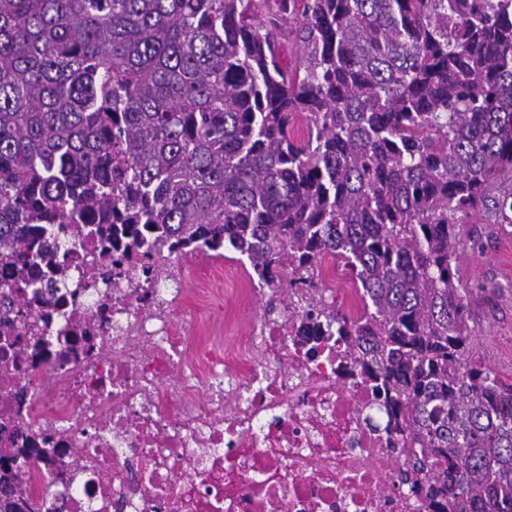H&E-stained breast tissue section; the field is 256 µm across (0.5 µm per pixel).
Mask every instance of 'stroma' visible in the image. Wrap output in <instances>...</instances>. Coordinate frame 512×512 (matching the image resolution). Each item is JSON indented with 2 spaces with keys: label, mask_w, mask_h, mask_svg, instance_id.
Wrapping results in <instances>:
<instances>
[{
  "label": "stroma",
  "mask_w": 512,
  "mask_h": 512,
  "mask_svg": "<svg viewBox=\"0 0 512 512\" xmlns=\"http://www.w3.org/2000/svg\"><path fill=\"white\" fill-rule=\"evenodd\" d=\"M465 235L479 240L478 251L467 252L460 275L470 287L471 356L504 379L512 380V224H490L484 215L473 216L464 225ZM249 267L245 257L225 251L223 257L191 261L185 282L189 293L212 288L211 320L216 326H247L256 309L248 306L227 314L226 304L239 288L240 274Z\"/></svg>",
  "instance_id": "stroma-1"
}]
</instances>
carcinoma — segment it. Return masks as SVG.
<instances>
[{
  "label": "carcinoma",
  "instance_id": "cac0c4a2",
  "mask_svg": "<svg viewBox=\"0 0 512 512\" xmlns=\"http://www.w3.org/2000/svg\"><path fill=\"white\" fill-rule=\"evenodd\" d=\"M266 5L0 0V261L80 220L231 249L272 288L331 255L362 314L327 328L419 444L401 486L512 512V381L469 356L459 272L468 218L512 224V0ZM25 493L0 475V512Z\"/></svg>",
  "mask_w": 512,
  "mask_h": 512
}]
</instances>
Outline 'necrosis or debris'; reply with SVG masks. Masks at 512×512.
<instances>
[{
	"label": "necrosis or debris",
	"mask_w": 512,
	"mask_h": 512,
	"mask_svg": "<svg viewBox=\"0 0 512 512\" xmlns=\"http://www.w3.org/2000/svg\"><path fill=\"white\" fill-rule=\"evenodd\" d=\"M66 248L62 273L0 278L24 310L0 313L15 341L0 448L53 451L30 472L33 512H431L385 481L412 441L360 366L335 337L298 335L309 305L335 311L334 265L310 270L318 294L289 289V308L218 347L168 247L147 272L85 224Z\"/></svg>",
	"instance_id": "necrosis-or-debris-1"
}]
</instances>
